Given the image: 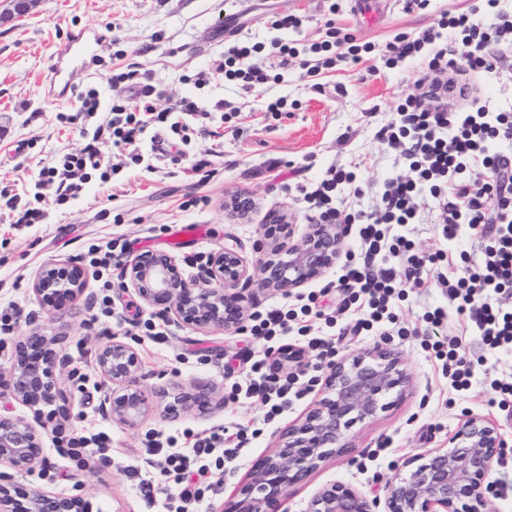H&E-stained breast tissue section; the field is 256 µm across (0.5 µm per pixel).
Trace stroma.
<instances>
[{
  "label": "stroma",
  "instance_id": "35a3bbf8",
  "mask_svg": "<svg viewBox=\"0 0 512 512\" xmlns=\"http://www.w3.org/2000/svg\"><path fill=\"white\" fill-rule=\"evenodd\" d=\"M473 0H431L422 12H405L400 0H390L383 14L367 19V0H343L334 16L336 24L359 42L376 44L362 63L339 65L321 76L319 85L303 78L297 65L281 69L277 59L259 54L254 66L279 75L254 92L231 83L195 88L188 75L216 58L224 49V36L215 22L235 10V0H31L24 14L0 16V190L19 191L36 185L44 201L54 199L53 184H37L43 162L80 148L82 139L73 125L58 120L69 101L44 97L41 74L53 62L56 47L66 36L88 25L114 29V56L99 67L96 79L104 81L113 65L141 63L152 69L171 98L194 96L204 102L224 100L233 116L220 136L194 135L193 151L181 164L163 165L149 172L125 163L109 184L91 176L83 192L51 210L47 223L12 224L8 210H0V308L14 307L20 316L10 335L0 338V413L30 417L31 412L11 400L8 372L15 338L40 330L63 339L67 362L55 368L62 397L47 405L41 415L48 432L43 438L42 461L33 471L14 474L11 494L15 505L27 504L33 490L75 498L72 512H166L174 493L173 482L161 480L154 499L139 491L140 474L157 471V459L147 452L156 433L175 436L181 448L196 437L224 428L251 430L248 447L232 463L211 467L210 486L200 505L189 512H220L233 492L248 482L254 463L278 443L289 424L301 419L322 396L324 373L317 370L299 400L272 422H264V409L254 401L234 399L231 387L244 359L276 363L282 344L250 336L248 331L202 330L174 323L144 305L122 286L121 271L112 274L111 288L87 277L74 299L58 302L32 292L38 269L52 260H70L86 266L90 246L108 240L132 242L135 253L163 251L176 256L185 277L198 273L200 263L225 245L238 243L248 267L258 255L254 242L261 238L273 216L287 215L295 237L308 230L311 214L297 198L295 185L317 179L329 166L356 171L366 182L380 183L395 168V152L376 133L390 120L399 98L418 93V68L408 62L388 68L379 49L400 33H416L437 26L446 11L469 9ZM253 12L244 18L238 39L269 42L273 32L266 24L269 11L299 16L301 25L292 38L299 44L317 39L329 16L325 0H253ZM476 96L494 105L512 106V52L495 73L472 79ZM283 97L291 102L288 114H267V100ZM206 159L215 168L205 187H197L188 169ZM234 192L254 196L256 207L249 220L237 223L224 216V197ZM200 197L191 210H180L188 197ZM196 224L200 240L174 245L173 229ZM337 268L297 290L291 296L267 293L258 310L288 303L300 305L314 299L317 305L338 302L332 284ZM107 305L128 319L116 328L104 314ZM442 288L429 284L407 291L400 302V319L406 335L339 337L337 354L360 353L383 343L399 353L410 383L403 396L373 419L356 423L349 431L347 455L328 457L303 483L290 488L287 512H304L308 501L326 483L341 480L368 498L384 500L386 487L403 461L434 448L448 438L469 414L493 417L501 426L506 446L495 464L492 482L512 481V397L502 398L495 385L512 379V355L487 351L478 337L466 338V356L474 369L468 389L455 390L423 333L425 311L447 305ZM164 329L167 344H156L146 334L147 325ZM118 338L134 346L142 360L140 387L150 404L145 421L130 428L105 417L100 406L110 391L98 372L94 351ZM180 388L211 393L208 409L169 410L160 389ZM103 432L109 437L100 453L78 459L67 445L70 437Z\"/></svg>",
  "mask_w": 512,
  "mask_h": 512
}]
</instances>
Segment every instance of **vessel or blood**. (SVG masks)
Listing matches in <instances>:
<instances>
[{"instance_id": "b4317fda", "label": "vessel or blood", "mask_w": 512, "mask_h": 512, "mask_svg": "<svg viewBox=\"0 0 512 512\" xmlns=\"http://www.w3.org/2000/svg\"><path fill=\"white\" fill-rule=\"evenodd\" d=\"M102 34L94 27H88L70 34L56 54V60L43 81L49 98L64 96L76 80L78 73L84 72L87 63L102 48Z\"/></svg>"}]
</instances>
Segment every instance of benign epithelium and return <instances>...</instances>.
Instances as JSON below:
<instances>
[{
	"mask_svg": "<svg viewBox=\"0 0 512 512\" xmlns=\"http://www.w3.org/2000/svg\"><path fill=\"white\" fill-rule=\"evenodd\" d=\"M254 207L247 194L225 197L224 211L245 220ZM347 237L344 224H311L300 239L268 246L265 234L256 244L259 258L257 291L290 295L319 278L342 256ZM85 272L69 261L45 264L36 274L32 290L38 296L73 298L84 287ZM249 268L236 247L212 255L194 278L179 271L175 256L145 252L133 258L123 271V287L132 290L147 306L174 321L202 329L233 330L242 326L256 304ZM59 338L34 332L13 346L9 386L12 398L28 408L33 420L0 414V512H11L8 483L11 473L28 471L39 462L42 431L41 406L57 396L53 368L59 359ZM95 362L112 385L101 403L103 414L129 427L148 414V401L139 387L142 361L130 344L112 339L97 348ZM407 383L400 360L378 344L360 354L338 356L326 363L324 397L304 419L283 432L280 443L253 467L250 482L240 490L242 499L225 512H283L288 489L304 482L330 455L349 451L348 432L358 422L374 418L384 400L402 395ZM175 401L189 410L211 404L208 393H178ZM504 448L500 426L493 419L471 414L443 448H434L407 459L386 488L383 512H496L485 494L494 463ZM370 500L351 485L331 481L309 500L304 512H375ZM72 499L37 491L27 512H71Z\"/></svg>",
	"mask_w": 512,
	"mask_h": 512,
	"instance_id": "benign-epithelium-1",
	"label": "benign epithelium"
}]
</instances>
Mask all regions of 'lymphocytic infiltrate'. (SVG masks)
Instances as JSON below:
<instances>
[{
  "label": "lymphocytic infiltrate",
  "mask_w": 512,
  "mask_h": 512,
  "mask_svg": "<svg viewBox=\"0 0 512 512\" xmlns=\"http://www.w3.org/2000/svg\"><path fill=\"white\" fill-rule=\"evenodd\" d=\"M498 2L481 0L469 11L443 13L437 27L414 38L401 33L386 44L387 65L395 68L408 60L418 62L419 81L427 90L401 99L394 119L377 133L397 157L395 171L367 191L374 199L371 209H347L344 193L359 197L366 191L357 185L355 173L341 166L328 167L314 182L298 188L314 223L358 227L362 261L346 265L338 278L349 291L347 304L355 314L353 334L378 324L396 328L395 299L405 289L423 288L433 280L444 288L448 305L425 312L423 319L431 328L441 327L447 309L452 308L464 318L467 332L479 337L488 350L512 352V107L492 110L476 103L452 114L443 104L447 94L468 95L467 87L456 86L455 77L494 73L499 60L512 50V18L499 11ZM269 25L276 32L269 43L238 40L228 44L220 59L193 74L194 85L230 81L253 91L268 83L270 76L248 60L265 51L283 67L297 60L306 76L315 77L338 63L360 61L373 50L372 45L341 33L331 20L318 39L302 48L278 36L279 31L297 28L298 17L276 12ZM107 82L121 88V95L107 98L97 86L84 87L76 93L67 117L78 126L86 118L99 116L91 137L81 148L65 153L58 164L44 165L39 171L40 182L56 186L55 205L74 198L90 171H100L102 181H109L113 164L102 155L101 140H109L113 150L138 164L144 160L151 128L166 124L181 140L180 148L169 156L174 162L185 155L195 125L224 109L223 102L209 108L190 97L161 107L164 86L153 81L150 70L135 63L113 68ZM424 199L438 209L445 240L457 239L465 228L478 233L476 252H459L462 272L455 278L442 270L448 260L444 249L421 252L411 238ZM309 316L319 319L323 313L307 304L297 310L272 306L255 315L251 333L266 340L293 331L309 336L311 327L305 322ZM434 349L448 368L452 386L467 389L474 372L462 337L435 343ZM293 385V379L278 378L259 359L234 384L232 395L261 402L271 418L287 406ZM149 452L160 456L161 475L179 484L181 502L197 504L205 495L200 478L207 471L206 460L230 462L240 450L225 447L224 432L218 429L188 448L177 447L171 436L156 439Z\"/></svg>",
  "instance_id": "obj_1"
}]
</instances>
